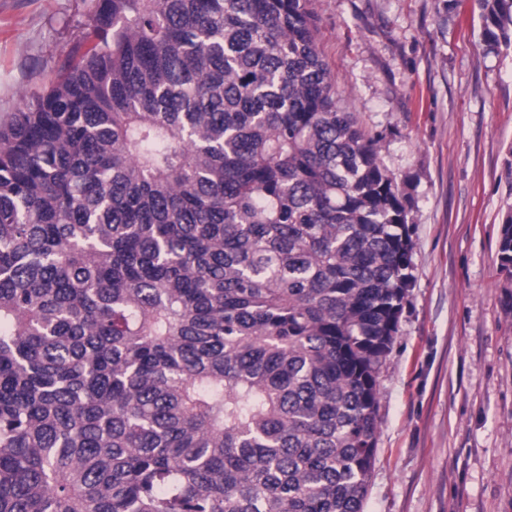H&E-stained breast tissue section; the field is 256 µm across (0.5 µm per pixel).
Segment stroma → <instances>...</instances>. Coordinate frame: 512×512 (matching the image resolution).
<instances>
[{
    "label": "stroma",
    "mask_w": 512,
    "mask_h": 512,
    "mask_svg": "<svg viewBox=\"0 0 512 512\" xmlns=\"http://www.w3.org/2000/svg\"><path fill=\"white\" fill-rule=\"evenodd\" d=\"M319 49L407 198L412 283L379 372L364 512H512V48L471 0H312ZM93 0H0V118L55 73Z\"/></svg>",
    "instance_id": "35a3bbf8"
}]
</instances>
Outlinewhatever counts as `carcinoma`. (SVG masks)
I'll return each instance as SVG.
<instances>
[{
  "instance_id": "cac0c4a2",
  "label": "carcinoma",
  "mask_w": 512,
  "mask_h": 512,
  "mask_svg": "<svg viewBox=\"0 0 512 512\" xmlns=\"http://www.w3.org/2000/svg\"><path fill=\"white\" fill-rule=\"evenodd\" d=\"M317 36L96 0L0 122V512H364L413 243Z\"/></svg>"
}]
</instances>
